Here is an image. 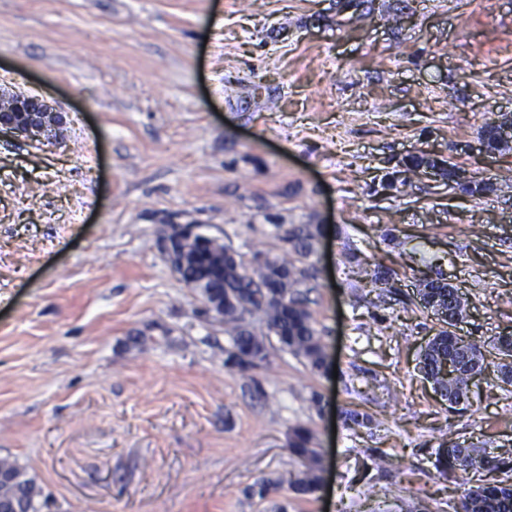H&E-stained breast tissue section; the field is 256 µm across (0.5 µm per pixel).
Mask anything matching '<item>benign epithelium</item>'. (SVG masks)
Segmentation results:
<instances>
[{"mask_svg": "<svg viewBox=\"0 0 512 512\" xmlns=\"http://www.w3.org/2000/svg\"><path fill=\"white\" fill-rule=\"evenodd\" d=\"M0 135L22 137L33 143L56 142L62 139L68 125L65 112L36 95L0 96ZM175 238L163 240V248L185 250V245L194 242V228L188 224L176 226Z\"/></svg>", "mask_w": 512, "mask_h": 512, "instance_id": "obj_1", "label": "benign epithelium"}]
</instances>
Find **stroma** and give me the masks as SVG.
<instances>
[{"label": "stroma", "instance_id": "stroma-1", "mask_svg": "<svg viewBox=\"0 0 512 512\" xmlns=\"http://www.w3.org/2000/svg\"><path fill=\"white\" fill-rule=\"evenodd\" d=\"M67 112L63 141L0 136V458L39 512H456L497 471L440 473L449 439L512 453V0H0V88ZM490 183L472 197L411 155ZM274 257L317 224L310 310L330 370L270 349L246 372L174 274L164 225ZM380 281H373V274ZM488 365L466 411L418 372L441 323ZM320 395L313 404L312 395ZM365 413L353 430L343 412ZM323 485L299 495L294 427ZM279 480L271 498L247 496ZM440 165L445 173V176L448 178V185L452 186L455 185L459 190L467 192L469 194H472L475 190L471 188L470 184H462L460 183L455 177L457 176V169L456 165L452 164L451 162L447 161H435V160H428L424 157L420 156H411L404 162V170L401 172L405 176L402 180V182L405 184L407 183L412 176L417 175L421 169H423L426 166L435 167L437 165ZM453 186V188H455Z\"/></svg>", "mask_w": 512, "mask_h": 512}]
</instances>
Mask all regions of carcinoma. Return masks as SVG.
<instances>
[{
    "mask_svg": "<svg viewBox=\"0 0 512 512\" xmlns=\"http://www.w3.org/2000/svg\"><path fill=\"white\" fill-rule=\"evenodd\" d=\"M437 165L442 167L448 184L469 194L474 192L471 185L456 179V165L420 156L405 160L403 182H408L424 167ZM320 233L317 224L290 225L282 236V241L288 245L283 254L267 259L265 265L252 270L242 261L235 260L230 255L231 249L219 239L199 232L195 234V240L208 243L206 257H191L195 253L192 249L190 255L178 256L171 261L182 282L204 284L199 289L204 312L218 317L224 324V333L231 338V347L224 350L226 367L241 372L256 367L267 359V340L273 337L279 350L304 359L315 371L325 369L326 345L309 308L311 281L316 278V269L308 259ZM420 301L423 307H431L434 314H444L445 323L420 355V370L444 392L464 395L468 379L464 365L468 361H474L480 367L484 364V356L475 344L450 331L455 326L456 316L466 312L468 299L457 287L450 288L443 283L431 285ZM255 314L260 316L265 330H256L249 321ZM497 351L498 372H512V342L498 337ZM289 447L290 452L305 463L302 477L294 482V491L299 495L315 493L322 483V475L318 454L311 448L309 431L303 427L294 429ZM488 466L512 471V464L501 459L491 460L483 449L474 445L469 453L462 452L455 442L444 441L437 448L436 467L442 473H466ZM0 471L10 480L0 487V504L8 509L17 504L19 512H38L34 482L25 476L18 464L1 458ZM460 509L461 512H512V484L500 480L467 488L461 496Z\"/></svg>",
    "mask_w": 512,
    "mask_h": 512,
    "instance_id": "obj_1",
    "label": "carcinoma"
}]
</instances>
